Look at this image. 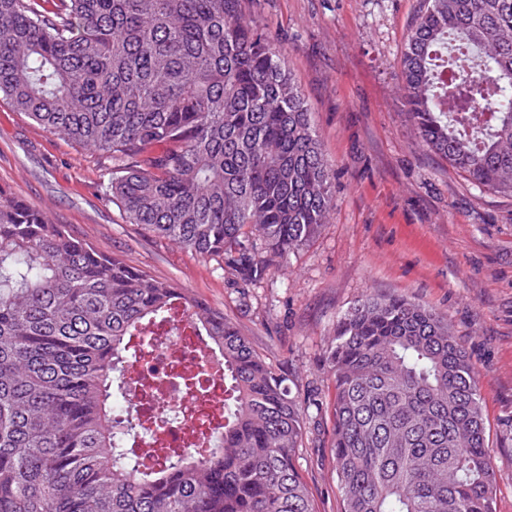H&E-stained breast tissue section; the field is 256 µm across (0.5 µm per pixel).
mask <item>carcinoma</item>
Listing matches in <instances>:
<instances>
[{"mask_svg":"<svg viewBox=\"0 0 512 512\" xmlns=\"http://www.w3.org/2000/svg\"><path fill=\"white\" fill-rule=\"evenodd\" d=\"M242 0H0V99L118 163L128 221L246 279L332 207L305 98ZM424 145L512 196V0H423L400 58ZM183 315L224 365L220 447L145 468L128 369ZM333 458L343 512H492L475 370L447 319L403 296L341 317ZM191 405L205 394L184 379ZM305 408L224 314L0 188V512H316Z\"/></svg>","mask_w":512,"mask_h":512,"instance_id":"carcinoma-1","label":"carcinoma"}]
</instances>
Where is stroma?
<instances>
[{"label": "stroma", "mask_w": 512, "mask_h": 512, "mask_svg": "<svg viewBox=\"0 0 512 512\" xmlns=\"http://www.w3.org/2000/svg\"><path fill=\"white\" fill-rule=\"evenodd\" d=\"M419 0H244L300 87L334 168L333 207L302 249L248 282L128 223L105 193L113 164L0 99V188L49 221L221 311L309 401L298 465L316 512H341L328 360L337 319L370 295L445 317L478 372L496 512H512V197L422 143L400 57Z\"/></svg>", "instance_id": "obj_1"}]
</instances>
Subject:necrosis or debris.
Masks as SVG:
<instances>
[{"label":"necrosis or debris","mask_w":512,"mask_h":512,"mask_svg":"<svg viewBox=\"0 0 512 512\" xmlns=\"http://www.w3.org/2000/svg\"><path fill=\"white\" fill-rule=\"evenodd\" d=\"M151 353L130 368L132 382H145L152 395L162 401L177 419L163 436L162 444H147L148 460H155L161 448L182 447L194 432H208L210 422L224 413V378L215 362L194 336L187 322H179L167 334L154 336ZM187 374L200 375L208 400L202 407L186 404L182 398L181 379Z\"/></svg>","instance_id":"1"}]
</instances>
